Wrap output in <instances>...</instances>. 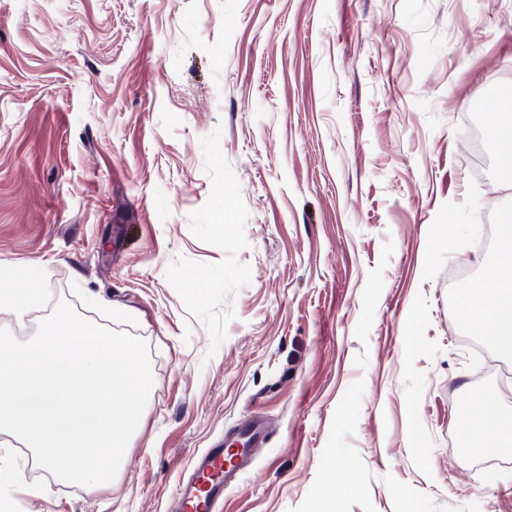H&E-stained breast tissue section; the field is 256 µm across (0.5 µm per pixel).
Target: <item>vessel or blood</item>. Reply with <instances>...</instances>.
<instances>
[{
  "instance_id": "1",
  "label": "vessel or blood",
  "mask_w": 512,
  "mask_h": 512,
  "mask_svg": "<svg viewBox=\"0 0 512 512\" xmlns=\"http://www.w3.org/2000/svg\"><path fill=\"white\" fill-rule=\"evenodd\" d=\"M267 424L259 419L238 427L235 434L242 444L233 460H226L223 445L195 454L174 498L172 512H216L224 489L235 483L252 460L255 448L265 444Z\"/></svg>"
}]
</instances>
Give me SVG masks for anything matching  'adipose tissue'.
<instances>
[{
  "mask_svg": "<svg viewBox=\"0 0 512 512\" xmlns=\"http://www.w3.org/2000/svg\"><path fill=\"white\" fill-rule=\"evenodd\" d=\"M499 222L506 244L498 254V269L473 285L462 300L465 324L487 341L512 349V280L499 275V268L512 267V210H504ZM43 298L41 280L34 267L27 264L0 266V309L22 316L38 307ZM494 403L493 393L480 395L471 414L470 431L474 446L487 438L512 444V420L492 418L486 411Z\"/></svg>",
  "mask_w": 512,
  "mask_h": 512,
  "instance_id": "1",
  "label": "adipose tissue"
}]
</instances>
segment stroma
<instances>
[{"label":"stroma","instance_id":"35a3bbf8","mask_svg":"<svg viewBox=\"0 0 512 512\" xmlns=\"http://www.w3.org/2000/svg\"><path fill=\"white\" fill-rule=\"evenodd\" d=\"M505 86L512 0H0V263L44 288L0 328L64 302L154 378L111 482L0 432V512H168L257 415L217 512H512V445L461 418H512V351L458 322L512 208L471 139ZM494 399L493 393H483L472 411L470 431L473 447H482L489 437H494L499 442L512 444V420L492 418L484 413L486 409L493 405Z\"/></svg>","mask_w":512,"mask_h":512}]
</instances>
